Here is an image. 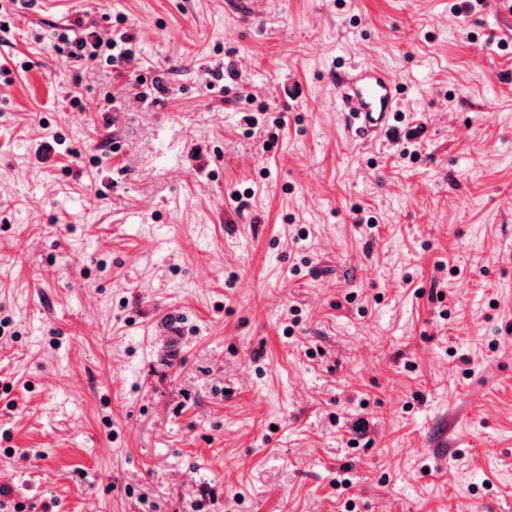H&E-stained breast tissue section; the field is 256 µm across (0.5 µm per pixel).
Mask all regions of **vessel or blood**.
I'll return each instance as SVG.
<instances>
[{"mask_svg": "<svg viewBox=\"0 0 512 512\" xmlns=\"http://www.w3.org/2000/svg\"><path fill=\"white\" fill-rule=\"evenodd\" d=\"M345 125L359 136H384L392 130L400 88L391 73L380 67L349 65L338 68Z\"/></svg>", "mask_w": 512, "mask_h": 512, "instance_id": "vessel-or-blood-1", "label": "vessel or blood"}]
</instances>
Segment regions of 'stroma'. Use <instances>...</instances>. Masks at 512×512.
<instances>
[{"label": "stroma", "mask_w": 512, "mask_h": 512, "mask_svg": "<svg viewBox=\"0 0 512 512\" xmlns=\"http://www.w3.org/2000/svg\"><path fill=\"white\" fill-rule=\"evenodd\" d=\"M0 19V512H512V0ZM59 40L63 43H66L70 46L71 49L69 51V55L72 58H77L78 60H84L86 62L94 63L98 57L100 56V51H102L103 42L97 41L96 43L89 45L94 49L92 51L87 52L88 42L84 37H78L76 33H74V37L71 39L69 34L63 33L59 35ZM98 51V52H97ZM133 40L134 37L132 35L122 33L118 38L106 43V51H109L106 60H109L112 65H119L122 62L130 61L135 55ZM345 125L357 136H384L392 130L400 88L391 73L380 67L349 65L336 70Z\"/></svg>", "instance_id": "stroma-1"}]
</instances>
